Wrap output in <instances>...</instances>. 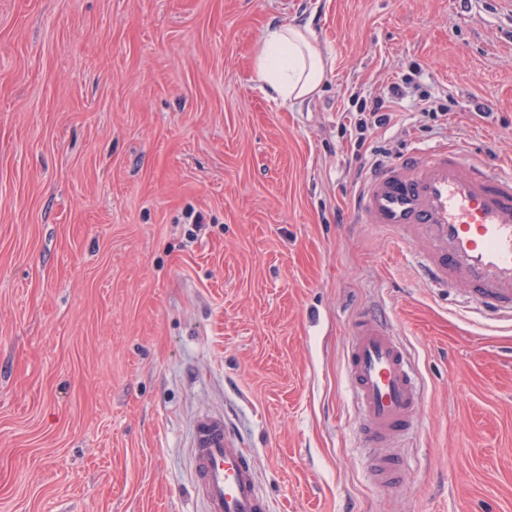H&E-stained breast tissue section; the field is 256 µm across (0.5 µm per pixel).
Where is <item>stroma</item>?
Returning <instances> with one entry per match:
<instances>
[{
	"mask_svg": "<svg viewBox=\"0 0 512 512\" xmlns=\"http://www.w3.org/2000/svg\"><path fill=\"white\" fill-rule=\"evenodd\" d=\"M292 22L326 76L284 102L254 60ZM411 71L447 125L409 97L355 147L352 93ZM446 140L512 162L499 0H0V512H202L207 418L273 512H512V324L350 209L379 154ZM362 311L424 386L393 492L346 373Z\"/></svg>",
	"mask_w": 512,
	"mask_h": 512,
	"instance_id": "1",
	"label": "stroma"
}]
</instances>
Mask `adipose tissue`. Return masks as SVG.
<instances>
[{
	"label": "adipose tissue",
	"instance_id": "1",
	"mask_svg": "<svg viewBox=\"0 0 512 512\" xmlns=\"http://www.w3.org/2000/svg\"><path fill=\"white\" fill-rule=\"evenodd\" d=\"M314 33L297 23L268 26L255 56V69L271 97L284 101L315 93L326 75Z\"/></svg>",
	"mask_w": 512,
	"mask_h": 512
}]
</instances>
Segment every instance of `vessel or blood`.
I'll return each mask as SVG.
<instances>
[{"mask_svg": "<svg viewBox=\"0 0 512 512\" xmlns=\"http://www.w3.org/2000/svg\"><path fill=\"white\" fill-rule=\"evenodd\" d=\"M364 223L415 230L428 251L417 269L429 285L466 284L491 319L512 321V173L493 171L454 145L413 147L371 167L355 197ZM351 391L372 447L375 484H398V437L411 428L420 387L388 323L359 317L346 351ZM240 437L223 420L199 425L194 459L208 512H270Z\"/></svg>", "mask_w": 512, "mask_h": 512, "instance_id": "b4317fda", "label": "vessel or blood"}]
</instances>
